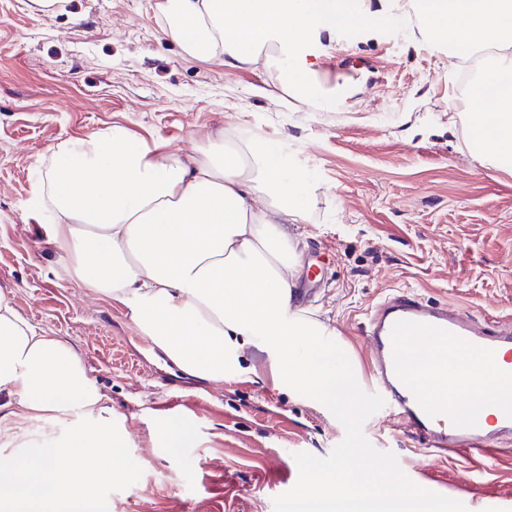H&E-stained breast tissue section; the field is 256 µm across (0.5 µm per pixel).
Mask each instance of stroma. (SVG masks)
<instances>
[{"mask_svg": "<svg viewBox=\"0 0 512 512\" xmlns=\"http://www.w3.org/2000/svg\"><path fill=\"white\" fill-rule=\"evenodd\" d=\"M360 25L314 36L320 67L340 69L329 110L285 99L279 71L188 55L158 0H0V292L81 362L112 412L115 481L102 512H289L310 473L358 466L385 487L428 488L441 512H512V455L430 456L395 421L348 426L256 377L181 372L140 336L128 309L79 287L35 195L60 148L112 127L182 159L214 142L276 138L307 199L296 302L370 371L364 326L408 290L512 327V175L466 147L478 106L455 58L421 26L412 0H364ZM172 396L177 411L164 409ZM187 421L183 447L159 429ZM80 409L26 418L0 409V461L65 441Z\"/></svg>", "mask_w": 512, "mask_h": 512, "instance_id": "stroma-1", "label": "stroma"}]
</instances>
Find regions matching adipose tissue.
I'll use <instances>...</instances> for the list:
<instances>
[{
  "mask_svg": "<svg viewBox=\"0 0 512 512\" xmlns=\"http://www.w3.org/2000/svg\"><path fill=\"white\" fill-rule=\"evenodd\" d=\"M430 34L452 55L495 44L498 54L471 87L480 106L467 148L512 173V0H416ZM171 36L191 56L225 65L279 66L287 94L313 97L304 50L322 31L360 17L359 0H160ZM46 177L57 213L50 231L83 287L125 305L141 336L182 371L221 381L241 374V351L257 346L275 388L358 421L360 374L346 343L294 309L300 240L292 225L306 203L275 142L218 145L211 158L158 155L122 128L62 147ZM453 400L489 415L512 397L476 353L449 363ZM30 417L80 407L87 418L68 443L0 463V512H98L90 488L120 478L111 467L112 421L80 361L39 334L0 293V401ZM317 512H435L428 489L390 484L372 492L365 472L313 475L293 498Z\"/></svg>",
  "mask_w": 512,
  "mask_h": 512,
  "instance_id": "adipose-tissue-1",
  "label": "adipose tissue"
}]
</instances>
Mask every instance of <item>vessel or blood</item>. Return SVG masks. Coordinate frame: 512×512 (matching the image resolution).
Segmentation results:
<instances>
[{"mask_svg":"<svg viewBox=\"0 0 512 512\" xmlns=\"http://www.w3.org/2000/svg\"><path fill=\"white\" fill-rule=\"evenodd\" d=\"M365 338L375 380L365 387L364 398L385 402L418 447L487 456L512 450V401L496 406L490 429L482 415L454 409L447 396L427 399L410 377L413 362L426 358L435 363L464 349L479 351L487 363L497 365L501 353H512L511 328L480 323L460 309L402 290L375 305Z\"/></svg>","mask_w":512,"mask_h":512,"instance_id":"b4317fda","label":"vessel or blood"}]
</instances>
